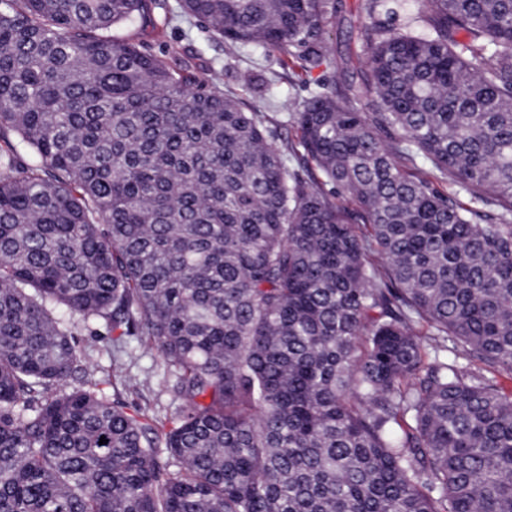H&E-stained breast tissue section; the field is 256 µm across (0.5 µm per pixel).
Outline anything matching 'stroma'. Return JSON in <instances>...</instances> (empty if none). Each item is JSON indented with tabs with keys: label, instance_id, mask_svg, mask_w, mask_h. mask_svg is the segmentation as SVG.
I'll use <instances>...</instances> for the list:
<instances>
[{
	"label": "stroma",
	"instance_id": "35a3bbf8",
	"mask_svg": "<svg viewBox=\"0 0 512 512\" xmlns=\"http://www.w3.org/2000/svg\"><path fill=\"white\" fill-rule=\"evenodd\" d=\"M344 22L330 29L329 46L335 57L348 60L347 68L322 66L304 72L299 64L283 65L278 53L229 41L215 43L194 19L180 18L162 26L151 20L122 26L121 31L145 50L161 54L176 50L192 59L197 79L206 81L220 75L225 91L232 93L247 108L262 112L275 136L276 144L295 141L292 117L282 106L284 100H302L318 84L337 87L366 71L363 42L351 34V26L366 21V0H342ZM78 340L87 350V377L102 379L110 366L122 369V376L108 385L109 396L134 402L159 416L173 415L177 407L169 391L170 383L155 351L139 338H129L125 351L118 352L111 342L90 336L84 326H76Z\"/></svg>",
	"mask_w": 512,
	"mask_h": 512
}]
</instances>
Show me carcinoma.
<instances>
[{"mask_svg":"<svg viewBox=\"0 0 512 512\" xmlns=\"http://www.w3.org/2000/svg\"><path fill=\"white\" fill-rule=\"evenodd\" d=\"M153 2L331 62L336 0ZM367 2L304 175L147 0H0V512H512V0ZM99 322L174 416L78 380Z\"/></svg>","mask_w":512,"mask_h":512,"instance_id":"obj_1","label":"carcinoma"}]
</instances>
